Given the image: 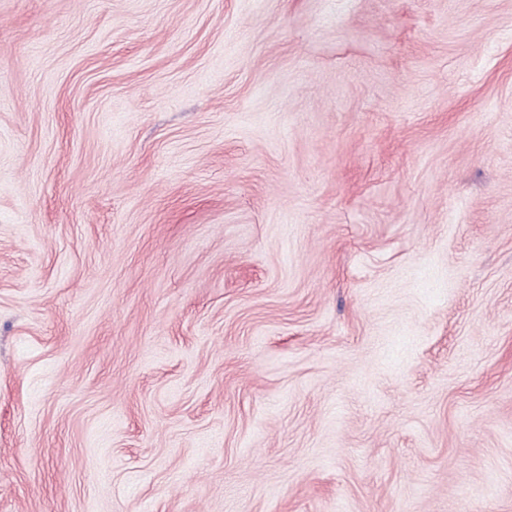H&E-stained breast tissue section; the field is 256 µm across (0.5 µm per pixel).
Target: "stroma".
<instances>
[{
    "mask_svg": "<svg viewBox=\"0 0 512 512\" xmlns=\"http://www.w3.org/2000/svg\"><path fill=\"white\" fill-rule=\"evenodd\" d=\"M0 512H512V0H0Z\"/></svg>",
    "mask_w": 512,
    "mask_h": 512,
    "instance_id": "obj_1",
    "label": "stroma"
}]
</instances>
